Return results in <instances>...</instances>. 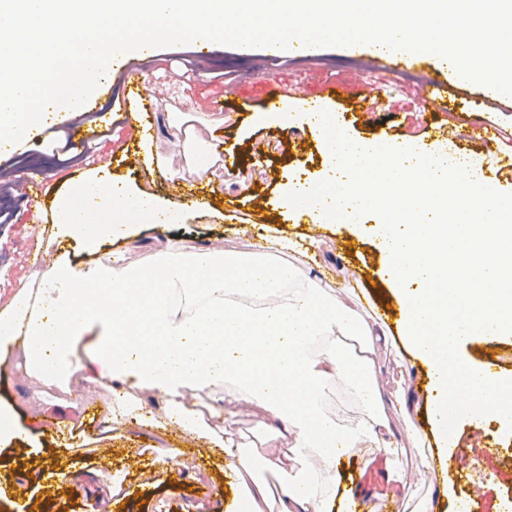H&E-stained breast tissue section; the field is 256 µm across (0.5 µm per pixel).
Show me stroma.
<instances>
[{
  "label": "stroma",
  "mask_w": 512,
  "mask_h": 512,
  "mask_svg": "<svg viewBox=\"0 0 512 512\" xmlns=\"http://www.w3.org/2000/svg\"><path fill=\"white\" fill-rule=\"evenodd\" d=\"M186 45L162 49L170 66L163 69L157 85L170 91L169 110L155 113L152 137L136 157L125 158L122 151L127 131L113 126L111 135L100 142L97 161L81 167L65 166L53 152L52 139H45L34 151L17 152L12 158L0 159V169L32 167L43 174L49 192L42 200L50 220L63 216L57 209L69 188L91 175L106 181L118 180L158 196L176 198L181 184L169 175L186 167L191 144L182 137L185 119L199 123V133L206 143L221 141L226 151L236 155L244 178L225 174L223 168L209 169L207 179L212 197L204 209L176 212L167 224H145L132 219L134 233L109 240V248L121 251L137 261L162 249L172 238L181 239L191 250L217 248L247 252L254 232L270 236L281 232L296 239L306 256L305 271L322 276L326 289L340 290L360 319L371 320V306L384 308L392 328H399L397 298L382 276L386 258L370 226L375 215H367L365 228L346 224H321L311 227L299 211L283 212L279 197L284 186L296 179L320 181L323 176V137L302 121L295 128L304 132L302 149L291 151L284 146V133L273 124H260L249 112L212 110L214 101L224 100L226 92H236L237 102H258L264 98L268 80L281 86L302 85L311 90L327 86L341 88L333 105L335 114L343 116V130L356 140L377 144L403 142L421 153H429L445 117L439 112L421 109L418 83L412 78H395L382 72L368 73L357 67L354 56L326 52L307 62L295 60L270 62L265 59L241 61L223 54L207 70L187 61ZM371 83L378 90V113L358 111V87ZM487 121L500 131L493 149H485L469 125L468 115H460L456 130L457 151L464 160L482 167L487 183L502 193H512V112H487ZM162 157L163 172L149 170L147 161ZM239 193L246 202L244 215L224 209V195ZM15 210L17 221L0 225V303L9 300L21 280L33 275L26 260L30 251L46 250L47 242L39 228L28 220L29 202L22 197L0 195V209ZM358 271L360 291L347 288L349 271ZM462 355L472 364L483 356L502 357L501 372L512 377V335H474L461 347ZM383 410L394 434L401 440L395 454H368L370 469L359 487L361 496H401L404 512H416L422 500L435 501V512H455L453 494L462 484L456 473L471 475L481 489L479 512H501L500 503L512 491V468L505 467L494 451L512 446V432L495 421L480 427L456 426V437L469 440L472 449L465 459L451 458L447 451H434L406 435L409 425L423 428L429 424V403L421 390L428 382L427 366L418 361L403 336L378 353ZM417 371L420 385H412L410 371ZM0 401L13 404L22 429L19 447L0 451V512H18V498L33 499L35 504L51 502L52 512H95L107 507L111 512H233L232 491L238 475L225 467L219 452H205L191 446L188 439L166 423L167 406L157 397H145L144 404L155 418L151 430L128 422L114 428H100L83 411L93 404L102 416H109L113 399L106 390L83 381H71L69 390L50 389L37 392L16 368L13 361L0 360ZM54 412L61 419V429L48 432L40 428L42 413ZM264 414L247 403L238 404L225 414L219 427L227 438L255 453L275 447L277 441L264 426ZM429 469L447 468L451 497L433 498L430 481L402 487L394 472H409L420 463Z\"/></svg>",
  "instance_id": "obj_1"
}]
</instances>
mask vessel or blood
Masks as SVG:
<instances>
[{
	"instance_id": "vessel-or-blood-1",
	"label": "vessel or blood",
	"mask_w": 512,
	"mask_h": 512,
	"mask_svg": "<svg viewBox=\"0 0 512 512\" xmlns=\"http://www.w3.org/2000/svg\"><path fill=\"white\" fill-rule=\"evenodd\" d=\"M161 68L158 51L140 56L124 54L119 61L116 72L115 87H99L78 110L62 115L59 125L63 127L75 146H82L87 140L104 131L106 114L104 101L110 100L113 92H121L130 105L129 112L123 113V124L135 132L130 141L131 150H138L152 135V114L164 105L163 99L149 93L147 75ZM368 68L397 76L409 71L418 72L420 87L423 91L422 102L425 111L439 112L445 117H452L454 108L448 100L449 90H456L474 112H512V99L500 96L488 87H472L445 68L427 62L424 54L406 51L376 52L368 57ZM338 96L336 89L323 90L321 94L302 91L292 86L286 89L273 88L258 104L261 112H278L285 106H293L300 112H309L325 106ZM18 189L31 203H39L47 194V184L40 179L38 172L23 170L15 175ZM202 176H195L186 182L185 192L180 197L181 206L196 209L204 208L208 203V193L202 185ZM350 512H401L398 499L381 497L366 500L358 495H350L346 503Z\"/></svg>"
}]
</instances>
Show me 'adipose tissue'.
<instances>
[{"label":"adipose tissue","instance_id":"1","mask_svg":"<svg viewBox=\"0 0 512 512\" xmlns=\"http://www.w3.org/2000/svg\"><path fill=\"white\" fill-rule=\"evenodd\" d=\"M176 206L91 178L61 202L57 231L94 250L121 234L124 215L160 224ZM297 253L288 237L270 236L250 254L189 252L173 240L136 265L112 251L87 265L58 257L0 305V357L46 388H66L77 373L120 386L127 395L111 407L116 421L142 419V395L163 397L169 425L233 462L238 512H262L266 488L254 474L278 470L279 451L253 457L187 401L208 393L218 415L227 400L256 404L268 431L291 441L294 471L283 478L277 512H329L344 455L396 448L376 386L375 355L389 331L359 321L334 292L300 277L290 262ZM340 336L356 337L358 350L338 345ZM341 386L357 396L358 417L329 413Z\"/></svg>","mask_w":512,"mask_h":512}]
</instances>
